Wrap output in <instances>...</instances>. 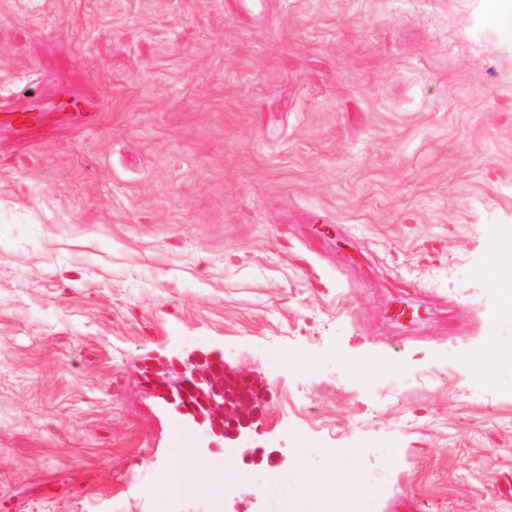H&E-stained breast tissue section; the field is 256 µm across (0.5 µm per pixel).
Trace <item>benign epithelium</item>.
Returning <instances> with one entry per match:
<instances>
[{
    "label": "benign epithelium",
    "instance_id": "obj_1",
    "mask_svg": "<svg viewBox=\"0 0 512 512\" xmlns=\"http://www.w3.org/2000/svg\"><path fill=\"white\" fill-rule=\"evenodd\" d=\"M142 377L153 396L207 431L210 449L240 445L256 430L261 383L227 367L218 354L147 364Z\"/></svg>",
    "mask_w": 512,
    "mask_h": 512
}]
</instances>
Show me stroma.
I'll return each mask as SVG.
<instances>
[{
	"label": "stroma",
	"instance_id": "stroma-1",
	"mask_svg": "<svg viewBox=\"0 0 512 512\" xmlns=\"http://www.w3.org/2000/svg\"><path fill=\"white\" fill-rule=\"evenodd\" d=\"M488 5L0 0V104L97 115L0 136V512H282L330 458L351 512H512ZM197 352L261 380L260 459L143 387Z\"/></svg>",
	"mask_w": 512,
	"mask_h": 512
}]
</instances>
